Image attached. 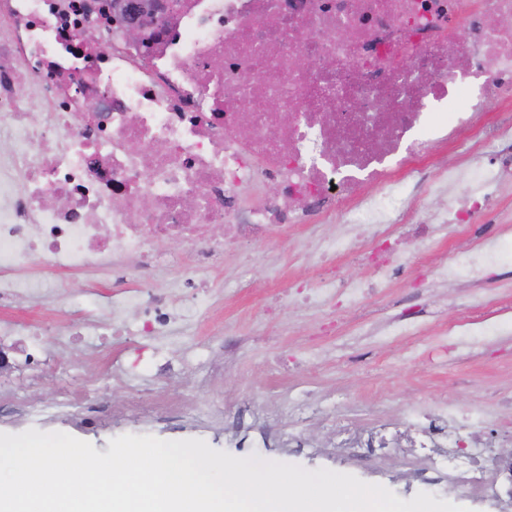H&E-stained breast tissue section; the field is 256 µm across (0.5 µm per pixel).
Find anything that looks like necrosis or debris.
Wrapping results in <instances>:
<instances>
[{"label":"necrosis or debris","instance_id":"1","mask_svg":"<svg viewBox=\"0 0 512 512\" xmlns=\"http://www.w3.org/2000/svg\"><path fill=\"white\" fill-rule=\"evenodd\" d=\"M137 39H126L112 0H0V301L36 300L62 272H79L97 293L113 279L111 321L75 320L73 336H169L216 287L210 273L225 242L260 243L287 224L345 230L319 236L326 266L307 304H356L369 289L395 287L409 265L391 248L394 227L424 246L444 230L474 233L465 259L442 258L444 286H482L500 263L501 208L486 231L465 224L483 192L512 176V0H150ZM259 72V83L241 81ZM360 108L345 111L347 102ZM293 119L282 123L281 110ZM453 147V165L433 164ZM494 167L473 166L474 153ZM468 174L474 187L460 198ZM444 201L430 215L422 197L401 195L403 178ZM278 194L246 204L247 189ZM366 240L371 279H346L336 256ZM184 245L180 259L157 243ZM142 278L128 289L123 275ZM175 268L164 292L158 271ZM151 309L136 324L121 313ZM48 320L0 318V345L14 339L36 363ZM448 403L417 414L422 438L386 440L376 418L334 416L340 449L419 458L421 478L460 493L512 485V459L485 466L486 418L456 432Z\"/></svg>","mask_w":512,"mask_h":512}]
</instances>
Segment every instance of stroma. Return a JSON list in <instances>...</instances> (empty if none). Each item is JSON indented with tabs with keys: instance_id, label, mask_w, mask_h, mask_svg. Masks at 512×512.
<instances>
[{
	"instance_id": "1",
	"label": "stroma",
	"mask_w": 512,
	"mask_h": 512,
	"mask_svg": "<svg viewBox=\"0 0 512 512\" xmlns=\"http://www.w3.org/2000/svg\"><path fill=\"white\" fill-rule=\"evenodd\" d=\"M331 230L328 224L282 227L258 246L225 248L214 275L238 283L237 292L224 296L212 316L183 321L175 336L133 337L119 356L128 383L105 390L94 377L107 367L110 344L96 336L67 345L58 338L75 319L101 317L105 295H84L81 277L63 274L41 302H1L0 316L45 317L58 333L44 339L54 362L50 373L35 381L22 371L0 378V432H64L102 454L112 438L125 434L201 439L238 458L255 454L308 470L327 468L412 499L425 489L413 467L351 450L334 454L325 448L322 424L289 439L288 417L280 410L285 390L317 402L330 399L358 417L380 409L403 426L411 411L444 396L466 413L485 405L489 392L512 393V335L478 336L472 350L448 353L446 331L458 318V305L468 303L470 288L433 287L434 256L444 248L421 255L410 240L406 250L420 260L386 297L367 296L359 309L291 305L269 315L281 288L317 281L311 242L317 232ZM504 253L498 277L486 287L493 300L479 308L494 319L512 309V237ZM392 314L420 324L421 335L395 342L381 336ZM165 362L174 363V371L157 376V365ZM63 389L97 403L98 411L32 417L16 404L20 397L50 403Z\"/></svg>"
}]
</instances>
